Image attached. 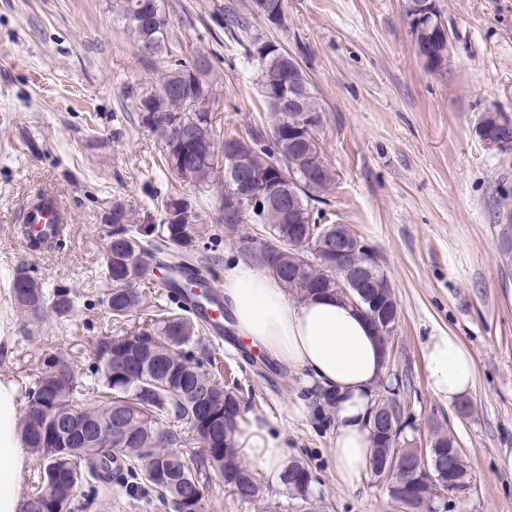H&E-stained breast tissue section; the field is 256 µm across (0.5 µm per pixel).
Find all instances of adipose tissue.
Returning <instances> with one entry per match:
<instances>
[{"label":"adipose tissue","mask_w":512,"mask_h":512,"mask_svg":"<svg viewBox=\"0 0 512 512\" xmlns=\"http://www.w3.org/2000/svg\"><path fill=\"white\" fill-rule=\"evenodd\" d=\"M224 301L238 337L282 367L302 372L309 385L336 397L331 450L339 481L354 486L372 453L367 416L372 391L385 372L384 354L366 317L342 298L292 297L270 274L232 263L224 276ZM423 360L432 394L455 406L475 387L470 351L457 336L430 337ZM246 455L265 471L279 469L287 450L253 420L243 428ZM29 458L18 434L16 385L0 380V512H19V488Z\"/></svg>","instance_id":"adipose-tissue-1"}]
</instances>
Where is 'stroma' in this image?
<instances>
[{
	"label": "stroma",
	"mask_w": 512,
	"mask_h": 512,
	"mask_svg": "<svg viewBox=\"0 0 512 512\" xmlns=\"http://www.w3.org/2000/svg\"><path fill=\"white\" fill-rule=\"evenodd\" d=\"M120 0H0V379L31 386L45 355L63 354L84 402L97 404L92 347L122 336L171 302L160 277L141 282L140 307L127 321L107 308L111 284L104 256L106 217L121 201L141 223L157 224V203L178 190L191 199L205 232L198 252L214 257L209 281L243 259L237 239L214 221L217 189L179 184L167 170L161 139L129 107V91L154 84ZM179 58L208 57L216 93L212 116L220 136L262 126L260 67L249 54L269 40L293 54L326 110L322 133L338 175L326 221L349 225L376 250L390 279L399 318L388 368L399 384L406 438L450 430L474 488L455 512H512V266L498 251L494 209L512 194V154L487 150L476 133L483 112L512 114V0H440L452 52L446 69L429 73L404 22L406 0H288L272 26L254 16L252 0H162ZM234 9L242 24L224 31ZM46 195L71 218L61 242L21 247L16 230L24 206ZM24 267L52 296L71 290L72 311L21 317L10 282ZM450 333L470 350L475 388L469 416L428 389L423 347ZM223 373L242 388L246 418L263 420L303 460L315 481L317 512H394L370 475L339 485L331 427L314 415L299 372L267 365L254 372L244 344L204 335ZM263 499L235 500L215 473L204 481L202 512H293L274 475L260 472Z\"/></svg>",
	"instance_id": "obj_1"
}]
</instances>
